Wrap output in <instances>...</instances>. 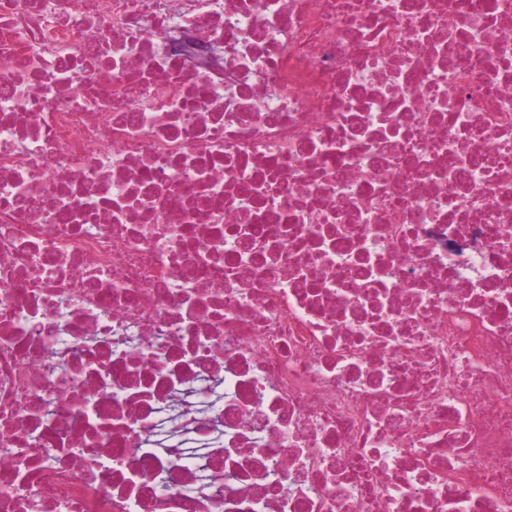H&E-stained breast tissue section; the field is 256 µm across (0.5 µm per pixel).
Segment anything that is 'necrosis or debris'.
Segmentation results:
<instances>
[{
	"mask_svg": "<svg viewBox=\"0 0 512 512\" xmlns=\"http://www.w3.org/2000/svg\"><path fill=\"white\" fill-rule=\"evenodd\" d=\"M0 512H512V0H0Z\"/></svg>",
	"mask_w": 512,
	"mask_h": 512,
	"instance_id": "obj_1",
	"label": "necrosis or debris"
}]
</instances>
